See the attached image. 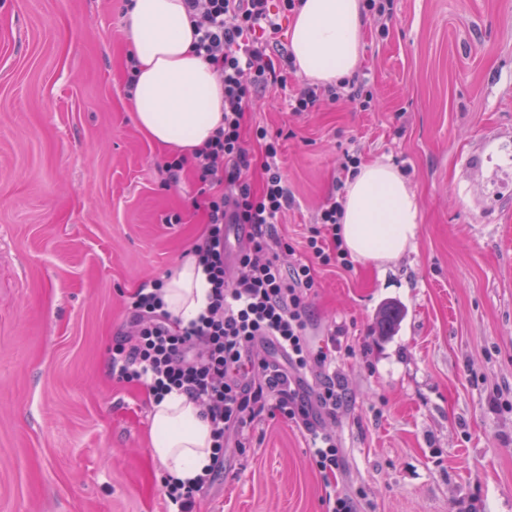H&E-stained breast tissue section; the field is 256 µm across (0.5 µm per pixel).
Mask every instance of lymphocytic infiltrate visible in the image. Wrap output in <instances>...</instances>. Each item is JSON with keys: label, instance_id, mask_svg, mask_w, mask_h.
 I'll return each instance as SVG.
<instances>
[{"label": "lymphocytic infiltrate", "instance_id": "obj_1", "mask_svg": "<svg viewBox=\"0 0 512 512\" xmlns=\"http://www.w3.org/2000/svg\"><path fill=\"white\" fill-rule=\"evenodd\" d=\"M194 24L197 56L208 62L224 89V121L195 153V171L210 191L202 205L206 229L192 253L211 285L206 309L197 320L181 324L164 310L161 281L137 288L129 297V327L112 349L110 371L120 383L144 386L159 398L177 389L201 408L209 421L213 461L194 483L163 479L161 493L172 512H196L197 497L209 487L230 447H242L244 429L265 409L306 431L313 460L324 479L337 478L342 450L323 429V417L344 402L336 373V339L313 347L307 334L308 299L316 288L317 267L351 269L340 236L343 206L329 197L319 224L306 238L307 259L283 263L291 243L273 226L293 198L278 164L280 144L256 127L263 161V182L253 189L247 179L252 158L243 127L258 88L285 85L281 68L286 51L277 35L280 19L301 0H183ZM346 100L368 111L372 96L358 78L335 84H309L290 100L292 111L310 112L321 101ZM245 241L229 253V231ZM273 347L276 358L261 354Z\"/></svg>", "mask_w": 512, "mask_h": 512}]
</instances>
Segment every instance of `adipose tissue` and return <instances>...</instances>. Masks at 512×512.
I'll return each instance as SVG.
<instances>
[{
    "label": "adipose tissue",
    "mask_w": 512,
    "mask_h": 512,
    "mask_svg": "<svg viewBox=\"0 0 512 512\" xmlns=\"http://www.w3.org/2000/svg\"><path fill=\"white\" fill-rule=\"evenodd\" d=\"M362 0H303L288 30L298 74L315 84L352 77L362 59ZM123 33L139 62L131 97L137 127L185 155L205 145L223 118L224 91L194 52L193 24L182 0H127ZM341 235L357 260L398 259L415 238L419 204L397 170L371 162L347 183ZM210 284L196 260L165 278L161 296L173 319L189 323L208 303ZM150 452L165 475L188 481L212 462L209 423L187 394L153 402Z\"/></svg>",
    "instance_id": "adipose-tissue-1"
}]
</instances>
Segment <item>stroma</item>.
Instances as JSON below:
<instances>
[{
	"label": "stroma",
	"mask_w": 512,
	"mask_h": 512,
	"mask_svg": "<svg viewBox=\"0 0 512 512\" xmlns=\"http://www.w3.org/2000/svg\"><path fill=\"white\" fill-rule=\"evenodd\" d=\"M124 0H0V512H165L151 402L108 376L127 301L204 232L186 158L133 120ZM372 110L291 112L261 91L303 248L348 155L392 163L419 201L399 259L318 271L308 334L334 327L347 400L329 427L358 512H512V0H394L366 16ZM180 215L177 224L170 215ZM405 317L380 336L384 303ZM309 435L263 417L199 512H327Z\"/></svg>",
	"instance_id": "35a3bbf8"
}]
</instances>
